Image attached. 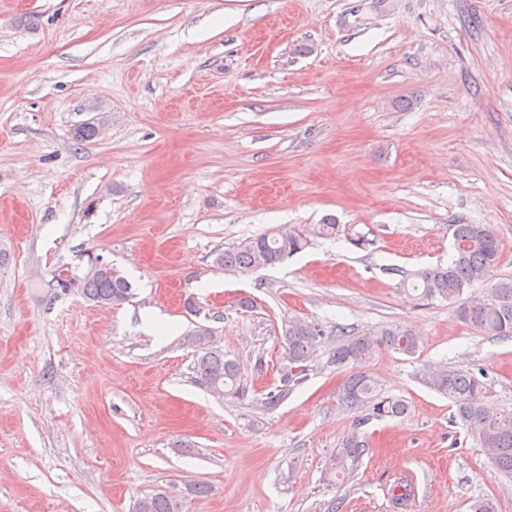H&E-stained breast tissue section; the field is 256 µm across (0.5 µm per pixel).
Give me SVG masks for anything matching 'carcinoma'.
<instances>
[{"label":"carcinoma","instance_id":"carcinoma-1","mask_svg":"<svg viewBox=\"0 0 512 512\" xmlns=\"http://www.w3.org/2000/svg\"><path fill=\"white\" fill-rule=\"evenodd\" d=\"M325 237L344 235L350 244L360 248L365 236L348 225L338 224L332 217L319 225ZM453 254L446 265L403 271L392 268L389 273L401 277L400 284L410 285L412 298L432 303L443 300L455 307L457 317L487 336L512 337V280L491 282L500 259V240L493 224H456L453 231ZM307 236L296 228L279 227L247 238L214 254L213 265L229 274L244 275L258 268L274 266L302 251ZM64 273L56 287L65 293L76 289L88 301L103 307H119L133 297L132 284L116 268H103L89 263L81 275L60 266ZM490 283L485 295L474 298L466 291L477 283ZM210 330L198 327L188 341L195 347L193 371L195 382L222 398L248 399L250 388L239 362L224 350L209 344ZM325 336L323 326L303 317L288 319L281 336L282 358L280 385L257 400L261 407L275 408L294 387L308 378L311 364L317 360ZM383 348L412 357L419 351V339L409 328L388 326L375 336H354L339 330L336 344L325 350L326 365L349 368L339 392L342 408L357 414L354 431L326 466L331 474L345 477L359 465L368 441L360 428L375 419L401 418L407 415L405 399L389 395L364 366ZM424 381L433 390L448 396L456 407L457 417L467 426L488 459L500 471L512 474V409L495 410L487 405L491 395L488 384L475 372L449 365L427 369ZM211 487L204 482L190 483L186 492L160 490L141 498L136 512H184L189 496H206Z\"/></svg>","mask_w":512,"mask_h":512}]
</instances>
